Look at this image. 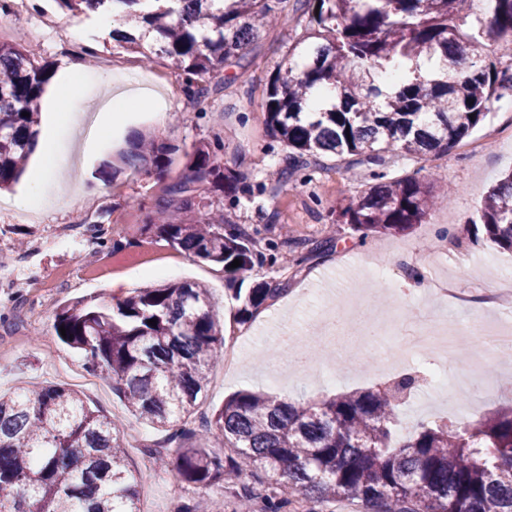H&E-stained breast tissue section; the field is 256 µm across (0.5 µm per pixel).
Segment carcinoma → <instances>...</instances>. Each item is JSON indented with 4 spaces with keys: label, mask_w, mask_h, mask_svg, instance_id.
<instances>
[{
    "label": "carcinoma",
    "mask_w": 512,
    "mask_h": 512,
    "mask_svg": "<svg viewBox=\"0 0 512 512\" xmlns=\"http://www.w3.org/2000/svg\"><path fill=\"white\" fill-rule=\"evenodd\" d=\"M61 8L130 7L112 30L122 48L168 61L196 99L209 95L203 79L222 62L242 66L243 49L271 27L288 0H58ZM305 33L288 62L267 77L264 125L286 150L278 172L324 164L364 165L373 184L336 210V223L365 239L405 233L430 216L436 185L414 175L390 178V154L420 159L446 154L512 97V61L480 59L483 37L512 42V0H297ZM475 16L479 27L467 25ZM437 57L456 72L424 74L418 60ZM399 70L386 89L378 74ZM50 73L31 51L0 41V188L16 181L32 151L39 102ZM221 143L185 153L181 177L156 203L155 229L185 256L224 267L229 284L288 261L281 246L257 247L255 230L207 211L191 198L198 185L222 189L228 205L263 185L227 168ZM178 148L142 138L122 156L137 170L165 169ZM482 232L512 252V173L492 187L481 210ZM335 240L292 242L306 252L296 262L333 250ZM241 266L230 267L234 260ZM288 290L257 281L232 289L238 322L246 324ZM156 319L157 325L148 324ZM65 328L62 337L59 328ZM60 341L78 352L87 370L112 383L131 412L167 431L153 460L173 445L176 478L203 488L245 473L263 474L264 494L242 487L243 502L260 512H306L341 500L366 512H512V404L481 417L438 425L419 422L404 436L397 394L413 387L410 374L395 389L368 388L327 400H286L242 390L196 425L199 396L221 357L224 329L212 312L210 289L198 283L143 288L109 306L77 300L54 312ZM219 430L224 451L203 443ZM116 424L74 392L48 384L0 394V512H136V485L126 470Z\"/></svg>",
    "instance_id": "1"
}]
</instances>
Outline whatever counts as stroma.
<instances>
[{"label":"stroma","mask_w":512,"mask_h":512,"mask_svg":"<svg viewBox=\"0 0 512 512\" xmlns=\"http://www.w3.org/2000/svg\"><path fill=\"white\" fill-rule=\"evenodd\" d=\"M304 26L300 13L283 15L244 51L245 57H257L258 66L216 67L206 77L212 89L208 102L191 110L184 106L188 95L182 77L164 60L144 64L140 54L115 46L95 15L61 9L56 0H27L24 15L0 37L36 49L39 62L50 72L40 99L38 129L53 131L56 142L72 146L78 159L77 173L57 180L43 208L22 207L32 182L48 164L45 141L37 139L18 181L0 191V391L55 383L81 392L92 410L113 419L120 443L129 450L127 465L143 480L138 512H172L174 502L198 496L200 489L180 482L170 471L148 477L144 450L160 439V432L129 413L110 384L99 380L90 387L80 385L87 372L80 357L54 332L56 305L78 299L112 304L142 288L206 284L225 335L243 339L238 371L225 376L219 364L211 372L198 407L208 413L242 389L286 391L295 399H313L371 388L413 372V365L395 363L397 338L382 348L357 347L351 337L330 333V321L343 318L349 307L368 317L419 307L435 315L447 312L429 293H416L411 278L402 277L392 286L381 272L367 267L365 256L376 247H386L388 262L407 252L427 258L433 256L438 229L444 226L449 246L466 251L476 263L462 270L447 258L438 273H454L464 288H492L512 269V253L470 233L487 189L512 170V98L495 103L492 114L472 134L470 142L480 143V151H470L469 142H463L445 156L391 161L389 177L415 174L435 182L438 192L451 194L409 233L377 234L362 243L347 225L335 223L333 209L365 188L362 168L346 172L329 161L296 173L288 183L277 182L286 150L262 122L265 82ZM76 58L85 65L77 78L67 68ZM104 74L116 86L138 83L153 105L128 107L119 124L100 117L97 138L75 139L56 92L76 78L89 102H96L103 96L99 78ZM160 112L167 116L162 126L156 120ZM141 134L178 146L163 174L151 167L133 171L123 164L122 153ZM217 139L224 144L225 166L247 173L251 181L263 183L265 191L229 210L221 194L200 187V195L214 208L226 209L235 223L260 228L265 238H279L286 229L300 238L337 240L326 256L284 270H262L261 278L268 281L287 278L288 292L244 326L234 321L236 303L224 286L222 267L193 261L147 227L165 186L181 176L185 152ZM106 162L116 170L110 180L100 175ZM116 280L123 281L122 292H115ZM288 336L314 353L316 365L290 366L283 346ZM510 383L512 368L483 362L470 379L476 389L474 414L499 405V392Z\"/></svg>","instance_id":"stroma-1"}]
</instances>
